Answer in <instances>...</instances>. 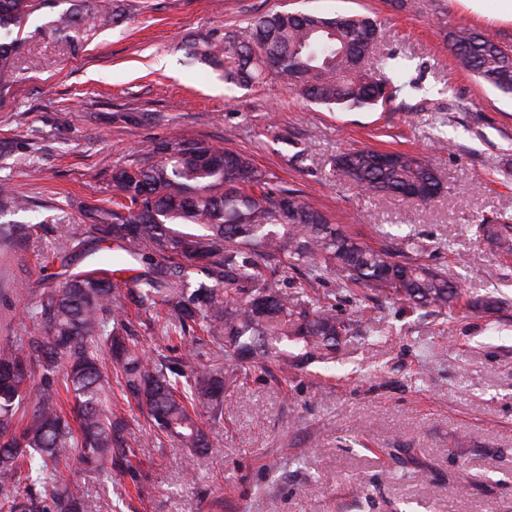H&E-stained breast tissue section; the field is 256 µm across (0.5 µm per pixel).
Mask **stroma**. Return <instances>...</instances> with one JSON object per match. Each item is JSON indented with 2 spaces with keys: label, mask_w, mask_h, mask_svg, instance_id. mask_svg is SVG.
<instances>
[{
  "label": "stroma",
  "mask_w": 512,
  "mask_h": 512,
  "mask_svg": "<svg viewBox=\"0 0 512 512\" xmlns=\"http://www.w3.org/2000/svg\"><path fill=\"white\" fill-rule=\"evenodd\" d=\"M56 7L31 13L18 79L0 90V182L29 202L7 216L27 244L0 246V350L56 266L45 254L72 232L85 204L108 205L117 165L156 140L194 138L249 155L374 246L399 235L421 262L460 287L438 311L365 287L339 289L305 268L280 269L282 288L330 302L348 332L330 363L288 377L245 366L224 387V415L200 421L217 439L187 472L188 451L150 430L120 388L112 410L138 451V477L76 471L61 480L101 512H512V255L473 228L512 217V96L477 80L448 48L450 30L493 32L512 51L500 0H124V16L80 49L51 31ZM370 14L383 52L409 65L417 88L363 109L303 101L287 83L248 88L190 56L192 43L274 11ZM373 148L429 159L444 189L428 206L362 193L334 160ZM496 299L500 309L482 308Z\"/></svg>",
  "instance_id": "1"
}]
</instances>
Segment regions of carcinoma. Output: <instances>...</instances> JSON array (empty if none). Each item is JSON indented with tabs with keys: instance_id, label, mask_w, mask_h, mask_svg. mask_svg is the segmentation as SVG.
Returning a JSON list of instances; mask_svg holds the SVG:
<instances>
[{
	"instance_id": "carcinoma-1",
	"label": "carcinoma",
	"mask_w": 512,
	"mask_h": 512,
	"mask_svg": "<svg viewBox=\"0 0 512 512\" xmlns=\"http://www.w3.org/2000/svg\"><path fill=\"white\" fill-rule=\"evenodd\" d=\"M58 13L51 30L78 47L88 35L122 20L119 0H81ZM51 0H0V89L16 73L25 45L22 24ZM370 15L321 16L275 11L203 42V55L224 66V80L245 85L273 77L304 100L329 108H368L414 88L396 56L382 52ZM453 52L480 81L512 95V56L489 32L449 33ZM335 167L368 194L428 205L443 189L424 159L394 152L381 161L362 149ZM112 207L89 205L62 247L46 261L64 272L26 310L35 331L0 351V512H99L60 483L65 466L84 474H134L136 451L125 420L112 417V368L122 391L146 409L156 443L170 438L195 457L212 447L195 409L223 417L224 385L233 377L228 352L278 370L327 362L348 329L329 304L268 279L279 265L304 266L314 279L333 274L342 288L365 286L409 304L445 309L459 296L448 276L409 259L403 249L375 248L334 224L293 190L271 185L240 152L198 139L151 143L133 166L112 171ZM26 200L0 184V216ZM476 234L512 254V225L479 224ZM119 241L125 260L143 266L124 292L112 255L96 243ZM166 311L164 337H195L213 348L206 367L194 354L158 358L138 346L125 322L126 302Z\"/></svg>"
}]
</instances>
